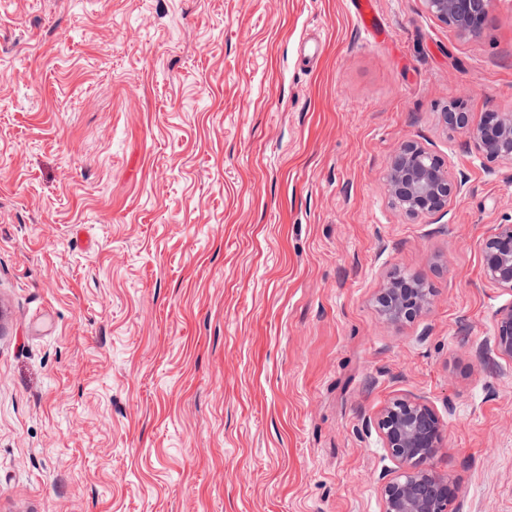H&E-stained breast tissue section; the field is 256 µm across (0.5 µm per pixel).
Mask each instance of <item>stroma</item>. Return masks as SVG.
Listing matches in <instances>:
<instances>
[{
  "instance_id": "obj_1",
  "label": "stroma",
  "mask_w": 512,
  "mask_h": 512,
  "mask_svg": "<svg viewBox=\"0 0 512 512\" xmlns=\"http://www.w3.org/2000/svg\"><path fill=\"white\" fill-rule=\"evenodd\" d=\"M0 0V512H383L372 421L424 398L463 512H512V292L481 274L512 166V0ZM408 141L459 194L401 215ZM433 290L388 322L392 274ZM357 20L372 34L377 31V15L374 0H352ZM427 11L460 35L477 34L493 0H425ZM447 128L463 130L469 143L488 162L512 165V112H488L477 125H471L463 104L452 102L442 112ZM489 347L497 355L512 358V305L501 307L495 315Z\"/></svg>"
}]
</instances>
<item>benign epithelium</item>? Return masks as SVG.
Wrapping results in <instances>:
<instances>
[{
    "mask_svg": "<svg viewBox=\"0 0 512 512\" xmlns=\"http://www.w3.org/2000/svg\"><path fill=\"white\" fill-rule=\"evenodd\" d=\"M493 0H425L427 11L461 35L480 31ZM446 127L466 132L469 143L487 161L512 165V112H488L469 123L463 104L454 101L442 113ZM387 191L393 205L408 218L432 215L458 194L444 160L415 142H405L391 156ZM484 279L512 292V224H498L482 246ZM433 289L424 281L392 276L377 297L380 313L400 324L422 317ZM489 347L512 358V305L495 315ZM388 456L396 468L380 477L384 512H460V483L437 469L445 448L446 425L427 401L402 397L384 406L375 419Z\"/></svg>",
    "mask_w": 512,
    "mask_h": 512,
    "instance_id": "benign-epithelium-1",
    "label": "benign epithelium"
}]
</instances>
